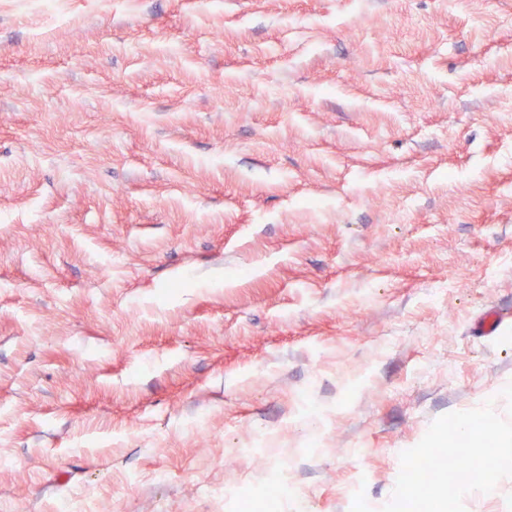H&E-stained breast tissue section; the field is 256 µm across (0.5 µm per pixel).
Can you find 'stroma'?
I'll use <instances>...</instances> for the list:
<instances>
[{
  "label": "stroma",
  "instance_id": "1",
  "mask_svg": "<svg viewBox=\"0 0 512 512\" xmlns=\"http://www.w3.org/2000/svg\"><path fill=\"white\" fill-rule=\"evenodd\" d=\"M58 7L0 0V512H512L502 428L404 470L512 423V0ZM435 468V460L427 454H421L407 463L405 472L412 485L421 487L428 483V478L434 474Z\"/></svg>",
  "mask_w": 512,
  "mask_h": 512
}]
</instances>
